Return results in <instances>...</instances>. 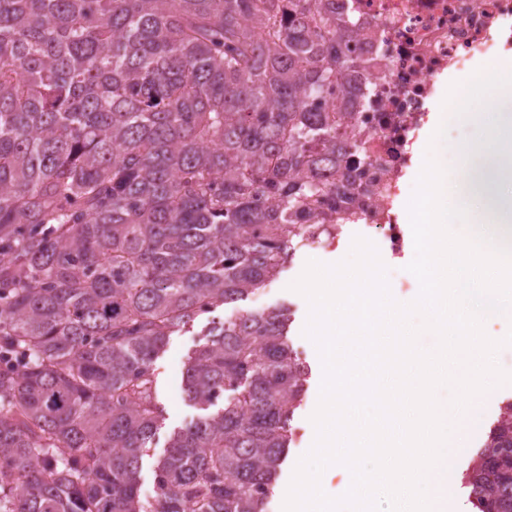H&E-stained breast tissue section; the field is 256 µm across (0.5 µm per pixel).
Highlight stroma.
<instances>
[{"mask_svg": "<svg viewBox=\"0 0 512 512\" xmlns=\"http://www.w3.org/2000/svg\"><path fill=\"white\" fill-rule=\"evenodd\" d=\"M477 131V125L463 122L448 124L446 128L445 137L453 149L448 162V172L445 176L443 190L444 195L448 197L462 200L468 197L461 174L465 163L462 146L465 142L472 140ZM350 249V243L346 242L334 251L296 250L292 259L286 262L279 277L251 296L245 303L246 308L249 309L272 307L282 302L292 304L294 321L289 337L294 348L310 369L305 401L303 406L296 411L292 422L294 440L285 453L280 475L271 497L270 512H282L285 492L294 472L293 462L295 459L301 458L312 447L316 435L310 417L318 404L320 379L314 346L303 334L308 316V304L301 294L292 290L291 285L302 274L308 260L313 259L327 264L336 263L345 259ZM235 314V309L228 306L219 308L214 315L198 318L193 326L172 336L166 351L154 363L157 400L162 408L163 419L149 452L142 459L139 471V485L144 497L150 498L155 494L157 461L167 448L171 434L197 419L200 414L199 409L188 402L183 392L188 358L205 343L212 320L230 318Z\"/></svg>", "mask_w": 512, "mask_h": 512, "instance_id": "obj_1", "label": "stroma"}]
</instances>
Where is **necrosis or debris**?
<instances>
[{
	"instance_id": "obj_1",
	"label": "necrosis or debris",
	"mask_w": 512,
	"mask_h": 512,
	"mask_svg": "<svg viewBox=\"0 0 512 512\" xmlns=\"http://www.w3.org/2000/svg\"><path fill=\"white\" fill-rule=\"evenodd\" d=\"M337 19L360 26L341 43L358 60L359 92L338 83L322 111L348 115L347 135L363 151L338 176L353 192L338 205L325 198L316 224L356 219L381 229L393 252H402L400 214L414 146L429 121L441 78L465 72L487 52L512 51V0H329Z\"/></svg>"
}]
</instances>
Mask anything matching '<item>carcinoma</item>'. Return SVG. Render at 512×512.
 Masks as SVG:
<instances>
[{
  "label": "carcinoma",
  "instance_id": "carcinoma-1",
  "mask_svg": "<svg viewBox=\"0 0 512 512\" xmlns=\"http://www.w3.org/2000/svg\"><path fill=\"white\" fill-rule=\"evenodd\" d=\"M323 0H0V512H267L309 370L290 306L190 357L214 413L138 473L153 364L281 272L360 144L316 102L356 72ZM512 512V398L463 475Z\"/></svg>",
  "mask_w": 512,
  "mask_h": 512
}]
</instances>
